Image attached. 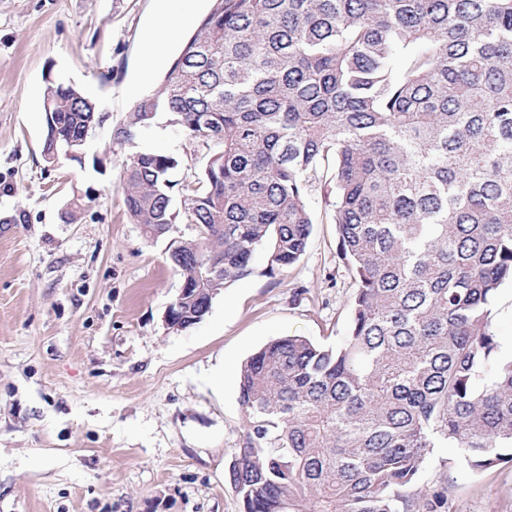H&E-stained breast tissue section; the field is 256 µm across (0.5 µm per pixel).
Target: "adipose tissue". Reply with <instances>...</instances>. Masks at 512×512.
I'll return each mask as SVG.
<instances>
[{
    "mask_svg": "<svg viewBox=\"0 0 512 512\" xmlns=\"http://www.w3.org/2000/svg\"><path fill=\"white\" fill-rule=\"evenodd\" d=\"M190 15L177 4H170L155 14L145 27V43L149 49L148 58L142 67L136 87H149L156 78L155 67L169 57L174 47L184 36Z\"/></svg>",
    "mask_w": 512,
    "mask_h": 512,
    "instance_id": "adipose-tissue-1",
    "label": "adipose tissue"
}]
</instances>
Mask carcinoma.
<instances>
[{
  "label": "carcinoma",
  "instance_id": "1",
  "mask_svg": "<svg viewBox=\"0 0 512 512\" xmlns=\"http://www.w3.org/2000/svg\"><path fill=\"white\" fill-rule=\"evenodd\" d=\"M43 112L46 163L84 151L95 100L50 79ZM160 112L214 147L178 209L177 158L123 171L146 238L196 226L168 255L190 283L181 328L257 253L271 276L299 261L321 168L356 282L342 343L286 336L241 367L227 475L243 512H442L447 487L412 492L434 449L512 464V358L491 329L512 283V0H213L113 142Z\"/></svg>",
  "mask_w": 512,
  "mask_h": 512
}]
</instances>
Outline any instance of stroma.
<instances>
[{"mask_svg":"<svg viewBox=\"0 0 512 512\" xmlns=\"http://www.w3.org/2000/svg\"><path fill=\"white\" fill-rule=\"evenodd\" d=\"M166 6L0 0V512H241L226 472L243 427L241 365L280 337L329 346L348 330L356 285L326 220L335 189L319 172L299 261L272 277L255 261L201 322L167 329L181 286L167 256L196 227L146 239L128 218L122 167L142 151L173 156L181 182L211 151L167 113L112 144L133 105L125 88L147 53L143 30ZM50 77L80 87L105 116L81 161L42 157ZM441 485L447 512H512L511 464L476 473L439 448L416 488Z\"/></svg>","mask_w":512,"mask_h":512,"instance_id":"stroma-1","label":"stroma"}]
</instances>
